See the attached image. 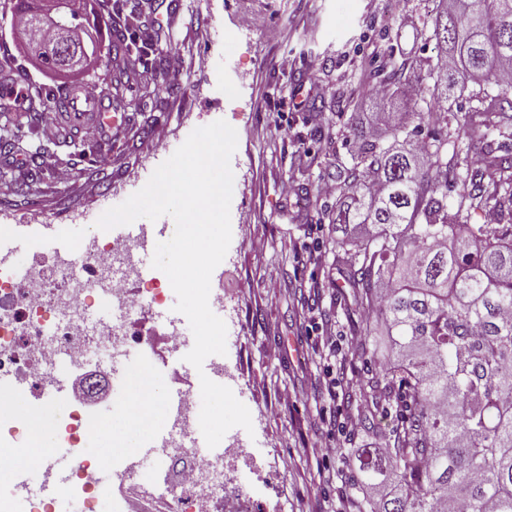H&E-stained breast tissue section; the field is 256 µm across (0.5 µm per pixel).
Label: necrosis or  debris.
Listing matches in <instances>:
<instances>
[{"mask_svg": "<svg viewBox=\"0 0 512 512\" xmlns=\"http://www.w3.org/2000/svg\"><path fill=\"white\" fill-rule=\"evenodd\" d=\"M133 252L128 240L89 231L74 255L55 265L66 282L62 288L49 285L39 264H31L21 276L0 265V381L38 390L50 385L57 363L78 369L96 357L142 346L145 339L137 335L136 323L163 304L166 290L155 279L141 291L130 289V281L138 277ZM103 306L109 317L99 316ZM200 401L198 391H183L176 431L156 453L169 476L160 495L163 512H224L230 463L243 451L212 453L189 447L188 439L199 427ZM98 428L97 417L85 411L79 396L50 427L52 440L79 451L64 494L80 504L81 512H98L102 499L99 464L80 451Z\"/></svg>", "mask_w": 512, "mask_h": 512, "instance_id": "4bbe7bcc", "label": "necrosis or debris"}]
</instances>
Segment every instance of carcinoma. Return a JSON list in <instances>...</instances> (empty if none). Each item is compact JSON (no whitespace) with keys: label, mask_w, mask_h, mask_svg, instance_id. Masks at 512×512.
Segmentation results:
<instances>
[{"label":"carcinoma","mask_w":512,"mask_h":512,"mask_svg":"<svg viewBox=\"0 0 512 512\" xmlns=\"http://www.w3.org/2000/svg\"><path fill=\"white\" fill-rule=\"evenodd\" d=\"M38 2L8 8L29 25ZM433 13L425 40L437 58L394 60L386 74L392 142L352 127L342 135L347 156L328 162L337 199L327 219L342 232L343 273L328 287L348 289L359 318L354 349L369 354L364 322L375 316L392 352L350 401L364 427H374L375 410L396 412L385 447L356 449L357 484L390 491L353 499L352 512H512V224L468 223L477 208L512 212V146L501 140L512 128V80L498 74L512 63V0H438ZM58 38L56 25L44 37L50 72L78 51L56 47ZM128 51L124 31L110 28L106 55ZM442 57L452 64L439 66ZM470 82L474 105L451 134L441 103ZM77 90L99 102L120 97L110 72L91 86H26L45 112L67 111ZM23 123L18 110L0 111V152L25 154L33 176L42 153L28 146ZM359 225L369 227L361 239L352 236Z\"/></svg>","instance_id":"cac0c4a2"}]
</instances>
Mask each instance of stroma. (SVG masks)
Returning <instances> with one entry per match:
<instances>
[{"instance_id": "obj_1", "label": "stroma", "mask_w": 512, "mask_h": 512, "mask_svg": "<svg viewBox=\"0 0 512 512\" xmlns=\"http://www.w3.org/2000/svg\"><path fill=\"white\" fill-rule=\"evenodd\" d=\"M432 8L431 0H125L121 25L148 40L165 66L180 67L176 82L146 93L153 72L144 69L140 83L123 85L108 131L88 121L63 143L37 126L31 139L45 150L42 170L21 193L0 176V240L22 242L13 268L47 265L44 233L84 235L195 128L219 119L235 128L232 239L211 286L224 298L227 385L249 409L254 436L224 491V512H347L360 494L356 449L383 445L359 428L348 402L371 365L351 345L347 298L326 286L336 235L320 218L334 200L318 186L337 132L380 109L370 89L388 59L374 46L392 45L399 59L434 56L424 36ZM0 45L32 82L61 83L24 52L8 14H0ZM340 92L354 97L342 111ZM107 137L111 151L98 154ZM61 167L69 181L56 179ZM315 325L332 332V349H316ZM329 370L332 399L320 385ZM337 425L347 430L345 446L322 458L317 448ZM139 472L137 485L105 480L100 512H161L144 493L153 463Z\"/></svg>"}]
</instances>
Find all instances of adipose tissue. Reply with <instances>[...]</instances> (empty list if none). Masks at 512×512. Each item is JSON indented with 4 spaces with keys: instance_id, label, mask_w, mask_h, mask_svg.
<instances>
[{
    "instance_id": "ef3b65f1",
    "label": "adipose tissue",
    "mask_w": 512,
    "mask_h": 512,
    "mask_svg": "<svg viewBox=\"0 0 512 512\" xmlns=\"http://www.w3.org/2000/svg\"><path fill=\"white\" fill-rule=\"evenodd\" d=\"M144 399L151 401L155 415L163 414L161 386L146 376L138 374L131 380L130 399L126 412L113 417L100 430L101 438L110 450L117 451L123 448L137 447L141 435L151 430V421H143L138 417L139 404Z\"/></svg>"
}]
</instances>
